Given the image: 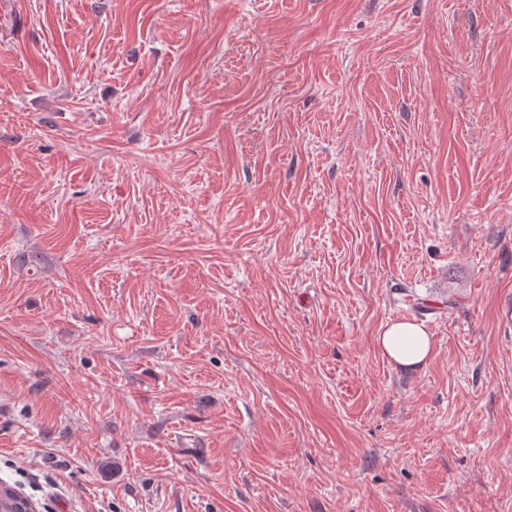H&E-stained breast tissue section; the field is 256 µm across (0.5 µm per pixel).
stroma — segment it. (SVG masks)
<instances>
[{
	"instance_id": "1",
	"label": "stroma",
	"mask_w": 512,
	"mask_h": 512,
	"mask_svg": "<svg viewBox=\"0 0 512 512\" xmlns=\"http://www.w3.org/2000/svg\"><path fill=\"white\" fill-rule=\"evenodd\" d=\"M507 295L512 0H0L38 512H512ZM377 342L390 361L407 370L422 367L430 354L429 333L423 325L414 321H396L385 325Z\"/></svg>"
}]
</instances>
